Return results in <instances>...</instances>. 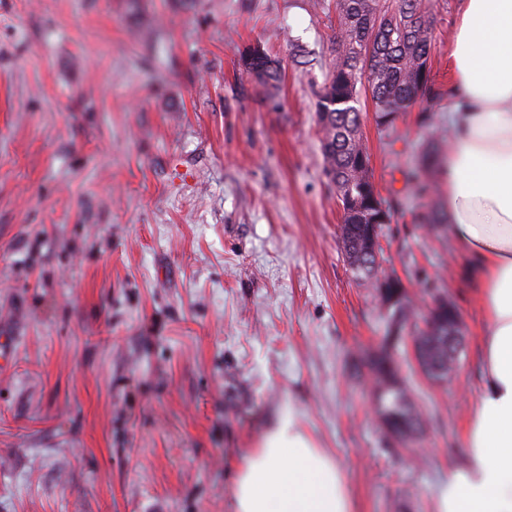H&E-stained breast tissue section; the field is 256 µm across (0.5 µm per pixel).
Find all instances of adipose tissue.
Wrapping results in <instances>:
<instances>
[{
  "instance_id": "adipose-tissue-1",
  "label": "adipose tissue",
  "mask_w": 512,
  "mask_h": 512,
  "mask_svg": "<svg viewBox=\"0 0 512 512\" xmlns=\"http://www.w3.org/2000/svg\"><path fill=\"white\" fill-rule=\"evenodd\" d=\"M450 67L441 189L487 329L467 459L449 471L436 512H512V0H463ZM233 508L357 512V503L334 458L288 413L236 461Z\"/></svg>"
}]
</instances>
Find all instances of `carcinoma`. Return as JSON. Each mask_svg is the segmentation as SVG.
I'll list each match as a JSON object with an SVG mask.
<instances>
[{
  "label": "carcinoma",
  "mask_w": 512,
  "mask_h": 512,
  "mask_svg": "<svg viewBox=\"0 0 512 512\" xmlns=\"http://www.w3.org/2000/svg\"><path fill=\"white\" fill-rule=\"evenodd\" d=\"M336 60L330 68L318 96L317 123L328 121L321 140L324 170L336 189L342 206V251L355 277L376 288L389 278L376 260L382 254L380 244L364 235L362 224L378 225L376 237H383L391 223L392 211L380 197L370 168V153L364 142L361 112L357 107L361 91L369 93L376 124L383 129L394 126L399 115L414 103L440 100L443 92L430 76L429 58L435 16L427 0H336ZM239 65L254 80L275 90L283 79L281 61L259 44L247 46ZM421 126L428 137L417 162L406 172L407 185L419 205L412 212L413 222L430 234L444 236L448 217L434 202L437 183L442 179L441 159L444 145L437 135L435 113L424 111ZM409 296L398 310L386 313L387 348L381 356L367 355L366 365L375 388L378 414L394 420L412 421L423 427V418L408 395L407 387L390 381L386 368L398 371L392 342L396 330H404L414 317ZM456 331L451 322H438L433 313L423 318V327L415 333L432 361L443 363L448 378L455 360L448 358V336Z\"/></svg>",
  "instance_id": "cac0c4a2"
}]
</instances>
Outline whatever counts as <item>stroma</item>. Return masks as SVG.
I'll use <instances>...</instances> for the list:
<instances>
[{
	"label": "stroma",
	"mask_w": 512,
	"mask_h": 512,
	"mask_svg": "<svg viewBox=\"0 0 512 512\" xmlns=\"http://www.w3.org/2000/svg\"><path fill=\"white\" fill-rule=\"evenodd\" d=\"M446 89L461 0H430ZM335 0H0V512H232L236 459L294 412L359 512H434L481 383L478 299L412 221L415 103L360 97L383 239L463 322L452 383L401 356L426 424L389 446L368 392L384 311L340 249L316 103ZM262 45L278 89L239 65Z\"/></svg>",
	"instance_id": "1"
}]
</instances>
